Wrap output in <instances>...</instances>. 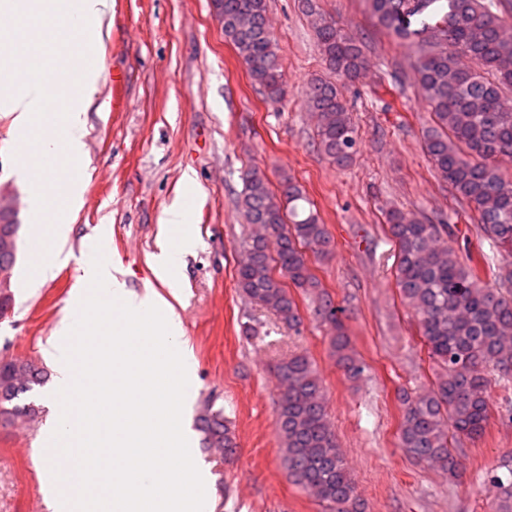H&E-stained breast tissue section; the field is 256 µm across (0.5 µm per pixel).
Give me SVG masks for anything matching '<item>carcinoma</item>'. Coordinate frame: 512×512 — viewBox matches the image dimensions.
<instances>
[{
    "label": "carcinoma",
    "instance_id": "obj_1",
    "mask_svg": "<svg viewBox=\"0 0 512 512\" xmlns=\"http://www.w3.org/2000/svg\"><path fill=\"white\" fill-rule=\"evenodd\" d=\"M224 12V39L231 43L253 84L272 103L287 93L268 0H217ZM378 26L410 50L409 66L433 124L423 130L424 153L436 173L477 217L480 230L504 250L498 280L480 277L485 256L455 246V225L433 224L400 210L386 212L396 249V285L418 316L429 352L440 369L426 394L403 401L399 440L416 460L450 472L459 462L449 440L480 436L489 418V374H512V180L497 166L512 155V35L497 0H367ZM330 77L312 79L305 90L318 114L320 152L338 167L350 165L357 135L340 85L356 80L367 60L362 43L337 26L320 0H301ZM238 203L245 222L260 228L245 243L237 285L250 301L272 310L290 328L302 318L286 283L319 297L317 314L334 331L330 345L345 376L361 377L350 337L329 296L312 272L310 257L332 251L327 226L302 187L282 177L278 191L266 174L250 168ZM19 225L0 212V265L15 264L12 243ZM288 282H283V279ZM275 406L284 462L296 485L315 494L332 512H362L354 482L326 414L323 387L304 355L278 361ZM48 380L32 360L0 359V418L26 420L32 404L16 400ZM203 449L225 459L236 453L224 410L205 406L196 419ZM489 483L498 512H512V468Z\"/></svg>",
    "mask_w": 512,
    "mask_h": 512
}]
</instances>
